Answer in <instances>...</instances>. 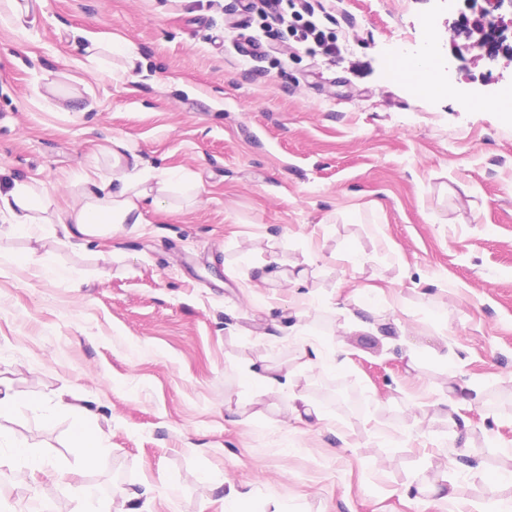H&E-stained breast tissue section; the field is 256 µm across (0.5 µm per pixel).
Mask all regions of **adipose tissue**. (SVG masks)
<instances>
[{"mask_svg": "<svg viewBox=\"0 0 512 512\" xmlns=\"http://www.w3.org/2000/svg\"><path fill=\"white\" fill-rule=\"evenodd\" d=\"M105 153L111 177H86L71 210L52 209L37 183L15 179L0 187V221L33 239L39 238L43 225L54 224L60 229L59 244L78 240L86 246L111 236L113 225L144 223L149 208L166 203L174 182L149 167L126 138H112Z\"/></svg>", "mask_w": 512, "mask_h": 512, "instance_id": "1", "label": "adipose tissue"}]
</instances>
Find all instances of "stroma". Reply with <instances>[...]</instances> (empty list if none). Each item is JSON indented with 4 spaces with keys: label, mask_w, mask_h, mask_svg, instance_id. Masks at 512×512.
I'll use <instances>...</instances> for the list:
<instances>
[{
    "label": "stroma",
    "mask_w": 512,
    "mask_h": 512,
    "mask_svg": "<svg viewBox=\"0 0 512 512\" xmlns=\"http://www.w3.org/2000/svg\"><path fill=\"white\" fill-rule=\"evenodd\" d=\"M478 11L321 0L333 55L242 0H40L23 28L0 22L1 179L68 209L123 136L201 186L95 247L0 223V380L24 398L0 417L4 443L69 472L0 460L15 487L0 512H74V484L109 512L132 493L142 512H448L450 481L469 512L512 500L497 482L512 471V116L473 107L512 87V60L472 49L460 25ZM114 36L141 56L121 81L84 56ZM428 44L453 71L447 96L386 69ZM273 259L306 270L305 296L243 280ZM371 285L362 325L349 312ZM302 338L343 363L305 364ZM258 362L294 388L256 395ZM468 382L481 399L461 455L481 481L448 466L446 402ZM60 395L74 412L46 420ZM79 424L102 437L90 468Z\"/></svg>",
    "instance_id": "stroma-1"
}]
</instances>
